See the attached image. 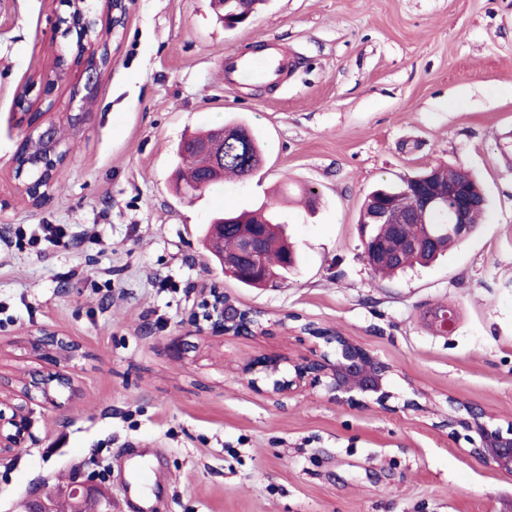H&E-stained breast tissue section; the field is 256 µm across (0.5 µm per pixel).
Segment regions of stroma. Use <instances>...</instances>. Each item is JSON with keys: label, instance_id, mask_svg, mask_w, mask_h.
Masks as SVG:
<instances>
[{"label": "stroma", "instance_id": "stroma-1", "mask_svg": "<svg viewBox=\"0 0 512 512\" xmlns=\"http://www.w3.org/2000/svg\"><path fill=\"white\" fill-rule=\"evenodd\" d=\"M68 13L64 0H0V388L33 373L73 383L52 404L0 398L27 418L0 459V512L65 499L93 474L112 512H137V455L152 512H512V474L441 426L452 397L512 426V0H267L234 29L210 0H132L76 127L62 119L83 83L77 38L51 40ZM271 44L291 66L277 87L225 79V54ZM60 51L69 68L44 91ZM22 91L61 120L68 151L38 206L16 175ZM216 123L258 134L262 166L177 194L179 141ZM437 164L478 176L483 223L431 266L375 276L357 224L366 194ZM308 189L311 210L297 201ZM227 206L284 224L300 252L286 279L243 288L214 264L205 227ZM20 224H67L79 239L21 248ZM212 286L270 335H194L189 315ZM440 304L458 315L445 334L425 319ZM287 315L394 365L393 411L254 388L242 373L254 357L315 348L281 332ZM44 327L80 355L37 357L30 335ZM417 389L428 411L401 410Z\"/></svg>", "mask_w": 512, "mask_h": 512}]
</instances>
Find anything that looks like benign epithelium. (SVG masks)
<instances>
[{"instance_id": "1", "label": "benign epithelium", "mask_w": 512, "mask_h": 512, "mask_svg": "<svg viewBox=\"0 0 512 512\" xmlns=\"http://www.w3.org/2000/svg\"><path fill=\"white\" fill-rule=\"evenodd\" d=\"M105 4L109 10L106 29H97L92 36L80 32L79 41L85 44L89 55L94 57V62L87 64L83 72L84 90L89 92L93 91L106 68L112 67L110 62L105 67L101 65L99 53L109 45L110 38L123 33L129 13L128 0H105ZM21 122L26 124L28 134L40 137L45 146V160L37 164L41 182L32 180L24 166L16 171L17 176L23 179V191L35 202L43 198L55 184L59 169L66 160V152L60 150L57 121L43 118L41 112L27 111L22 113ZM243 140L245 135L241 130L233 126L221 127L212 136L192 143L190 149L208 157L211 166L218 168L224 165V143L240 144ZM414 202L417 209L448 211V223L455 228L457 237L461 240L470 237L472 227L468 223V216L471 200L462 187L441 185L429 173L416 182ZM411 219L412 211L395 202L384 204L376 216L377 223L395 226L408 224ZM262 237L261 227L255 224L240 225L239 248L232 256L222 259L224 269L250 279L266 280L267 269L261 261ZM435 244L436 236L429 232L399 240V248L402 250ZM433 319L436 329L445 333L455 324L456 315L445 308L438 310ZM192 321L196 325L206 324L202 332L210 336H257L265 331L257 312L239 306L234 299L217 289L211 290L209 297L198 304V310L192 314ZM301 330L323 341L327 349H320L313 356L301 360L258 356L243 369L244 374L251 376V382H264L271 396L289 395L307 384L321 389L325 397L334 403H346L360 409L392 410L389 405L392 394L388 385L394 367L390 363L372 354L355 339L335 330L313 323L304 324ZM31 343L55 363L62 355L71 358L78 351V345L52 329L39 330ZM489 418L490 414L485 408L450 397L444 426L448 428L450 436L455 434L458 427L474 433V437L470 438L473 445L471 453L495 469L512 474V426L505 431L492 427L487 422ZM23 435L20 423L0 414V457L19 448ZM70 499L76 512H84V505L94 502L101 505L106 496L99 489L82 484L73 487Z\"/></svg>"}]
</instances>
